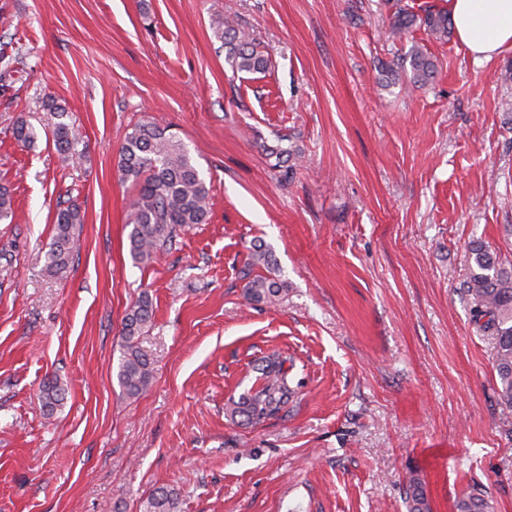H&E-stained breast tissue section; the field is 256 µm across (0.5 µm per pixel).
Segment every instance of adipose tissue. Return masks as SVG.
<instances>
[{"mask_svg": "<svg viewBox=\"0 0 512 512\" xmlns=\"http://www.w3.org/2000/svg\"><path fill=\"white\" fill-rule=\"evenodd\" d=\"M461 47L478 59L512 49V0H449Z\"/></svg>", "mask_w": 512, "mask_h": 512, "instance_id": "ef3b65f1", "label": "adipose tissue"}]
</instances>
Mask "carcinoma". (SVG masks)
Segmentation results:
<instances>
[{
    "instance_id": "cac0c4a2",
    "label": "carcinoma",
    "mask_w": 512,
    "mask_h": 512,
    "mask_svg": "<svg viewBox=\"0 0 512 512\" xmlns=\"http://www.w3.org/2000/svg\"><path fill=\"white\" fill-rule=\"evenodd\" d=\"M452 21L448 13L427 6L416 12L399 6L393 13L389 33L402 38L422 29L436 40L448 39ZM217 35L231 45L228 61L236 72L256 73L265 70L267 58L244 35L227 22H217ZM391 79L409 84H424L436 74V63L419 44H413L401 63L389 69ZM14 138L22 143L36 141L37 133L25 120L16 121ZM58 150L70 160L83 158L78 140L69 124L59 122L53 130ZM117 169L120 180L137 188L133 202L129 233L130 255L137 264H147L171 241L182 227L203 224L208 215L211 188L200 177L188 150L167 126L141 122L125 137ZM14 218L10 188L0 184V221ZM84 223V215L75 205L58 209L55 234L44 256V271L50 276L67 272L73 252L77 250L76 225ZM274 259L260 244L251 246L250 265L269 268ZM465 293L471 299V317L494 341L495 368L498 375L496 393L502 404L512 407V268L507 269L480 242L470 246ZM288 291L277 279L255 275L247 281V300L261 304L274 303ZM153 315L152 300L142 294L128 310L122 326L123 347L118 379L123 393L139 396L152 379V359L141 338ZM259 376L251 389L239 400L231 401L227 414L245 424H257L280 413L295 396L290 385L286 360L269 358L258 368ZM65 388L58 378L43 381L39 399L43 408L54 412L62 403ZM409 512H430V504L419 478L408 480ZM484 498L470 495L456 504L457 512H488ZM143 512H179V494L171 487H160L144 502Z\"/></svg>"
}]
</instances>
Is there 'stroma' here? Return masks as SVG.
Masks as SVG:
<instances>
[{
    "label": "stroma",
    "mask_w": 512,
    "mask_h": 512,
    "mask_svg": "<svg viewBox=\"0 0 512 512\" xmlns=\"http://www.w3.org/2000/svg\"><path fill=\"white\" fill-rule=\"evenodd\" d=\"M393 0H0V51L20 72L0 94V512H143L157 487L181 512H432L481 495L512 512V408L471 319L467 253L512 263V50L477 61L455 38L386 30ZM263 52L235 76L215 26ZM424 45L438 74L391 83ZM84 150L47 138L46 99ZM33 146L12 135L17 119ZM171 126L211 185L206 223L148 265L118 180L131 127ZM291 150L282 167L273 149ZM80 206L65 276L43 270L61 203ZM262 241L275 305L244 297ZM153 378L117 373L141 293ZM293 362L295 396L254 426L224 413L264 358ZM67 390L42 408V382ZM407 507L409 512H430V504L419 478L411 476L408 480Z\"/></svg>",
    "instance_id": "stroma-1"
}]
</instances>
